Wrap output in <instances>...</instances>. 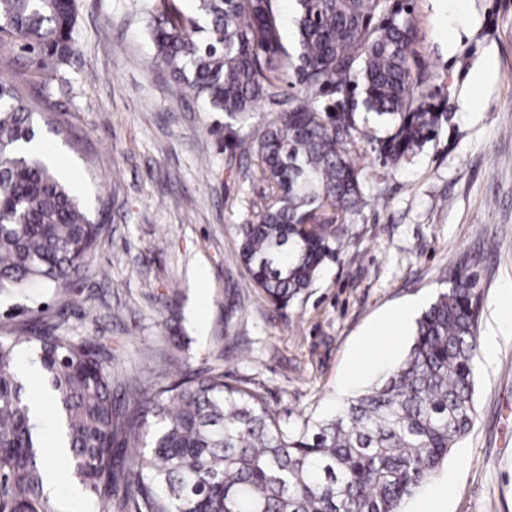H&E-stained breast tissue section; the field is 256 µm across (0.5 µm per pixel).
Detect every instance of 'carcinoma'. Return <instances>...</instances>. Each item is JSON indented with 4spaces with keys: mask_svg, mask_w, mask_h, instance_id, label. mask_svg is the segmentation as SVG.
<instances>
[{
    "mask_svg": "<svg viewBox=\"0 0 512 512\" xmlns=\"http://www.w3.org/2000/svg\"><path fill=\"white\" fill-rule=\"evenodd\" d=\"M294 2L291 53L275 0H196L197 17L173 6L148 24L157 59L210 111L242 128L260 102L275 112L258 139L231 138L253 157L246 176L259 187L253 218L237 227L239 257L277 306L312 287L364 202L355 159L369 132L358 108L382 120L384 167L419 151L442 120L413 106L426 87L409 67L411 17L387 0ZM76 25V0H0V43L55 77L75 54ZM288 75L297 91L287 96ZM45 126L63 133L0 79V300L39 307L44 291L81 276L105 233L44 153L24 149ZM446 282L385 378L336 415L296 425L222 373L146 380L119 410L111 360L94 344L49 330L0 340V512H52L46 441L16 373L18 350L31 345L73 476L88 493L104 481L120 491L104 512H400L477 416L481 291L465 262Z\"/></svg>",
    "mask_w": 512,
    "mask_h": 512,
    "instance_id": "cac0c4a2",
    "label": "carcinoma"
}]
</instances>
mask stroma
<instances>
[{"label": "stroma", "instance_id": "1", "mask_svg": "<svg viewBox=\"0 0 512 512\" xmlns=\"http://www.w3.org/2000/svg\"><path fill=\"white\" fill-rule=\"evenodd\" d=\"M147 0H77L76 53L65 82L0 46V78L46 91L67 133L45 146L91 218L107 227L86 271L50 294L42 323L112 359V395L154 371L223 373L281 418H325L385 377L413 331L377 336L393 311L427 308L450 267L483 253L474 368L477 417L404 512H512V0H390L415 22L414 77L443 119L396 168L377 144L358 166L364 205L335 260L305 295L277 308L249 280L237 227L250 220L249 158L230 120L179 93L147 33ZM455 48H448V41ZM495 80L471 85L485 60ZM367 368L352 387L353 360Z\"/></svg>", "mask_w": 512, "mask_h": 512}]
</instances>
